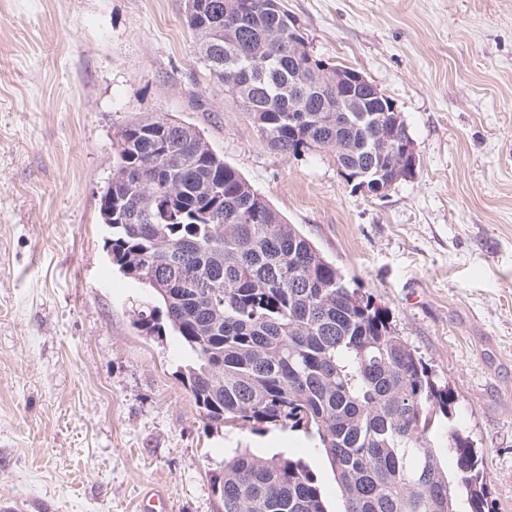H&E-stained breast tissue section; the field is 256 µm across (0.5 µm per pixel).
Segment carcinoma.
<instances>
[{"label":"carcinoma","mask_w":512,"mask_h":512,"mask_svg":"<svg viewBox=\"0 0 512 512\" xmlns=\"http://www.w3.org/2000/svg\"><path fill=\"white\" fill-rule=\"evenodd\" d=\"M185 12L195 53L214 82L249 112L262 145L297 155L328 149L353 173L391 165L385 142L353 115L332 109L348 89L323 82L288 111L299 75L297 21L280 0H195ZM112 205V265L148 283L159 315L193 355L187 383L211 425L288 424L313 435L344 512H486L488 488L468 437L448 427V473L429 414L454 397L431 379L396 334L388 311L350 288L336 265L266 197L224 162L193 126L159 115L117 133L112 176L99 211ZM205 287H200V284ZM220 512H326L318 480L301 459L246 450L212 480Z\"/></svg>","instance_id":"cac0c4a2"}]
</instances>
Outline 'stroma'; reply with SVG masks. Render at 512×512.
<instances>
[{"instance_id":"35a3bbf8","label":"stroma","mask_w":512,"mask_h":512,"mask_svg":"<svg viewBox=\"0 0 512 512\" xmlns=\"http://www.w3.org/2000/svg\"><path fill=\"white\" fill-rule=\"evenodd\" d=\"M186 0H0V512H217L234 449L333 472L306 433L200 414L171 329L133 324L150 288L113 268L100 193L112 140L158 114L200 130L351 287L385 307L455 398L512 512V0H285L313 54L392 100L420 166L382 198L332 151L266 149L194 51Z\"/></svg>"}]
</instances>
